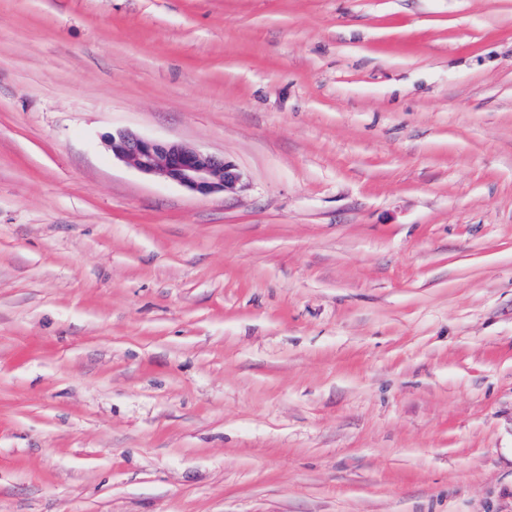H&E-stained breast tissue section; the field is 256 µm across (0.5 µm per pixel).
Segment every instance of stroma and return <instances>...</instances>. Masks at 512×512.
I'll return each instance as SVG.
<instances>
[{
	"label": "stroma",
	"mask_w": 512,
	"mask_h": 512,
	"mask_svg": "<svg viewBox=\"0 0 512 512\" xmlns=\"http://www.w3.org/2000/svg\"><path fill=\"white\" fill-rule=\"evenodd\" d=\"M0 512H512V0H0ZM112 157L142 174L177 184L203 196L235 191L242 175L224 157L203 153L172 141L120 132L107 137Z\"/></svg>",
	"instance_id": "35a3bbf8"
}]
</instances>
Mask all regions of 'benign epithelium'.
<instances>
[{"instance_id":"7a95c632","label":"benign epithelium","mask_w":512,"mask_h":512,"mask_svg":"<svg viewBox=\"0 0 512 512\" xmlns=\"http://www.w3.org/2000/svg\"><path fill=\"white\" fill-rule=\"evenodd\" d=\"M112 156L139 172L203 196L235 191L242 175L235 164L172 141L120 132L107 137Z\"/></svg>"}]
</instances>
